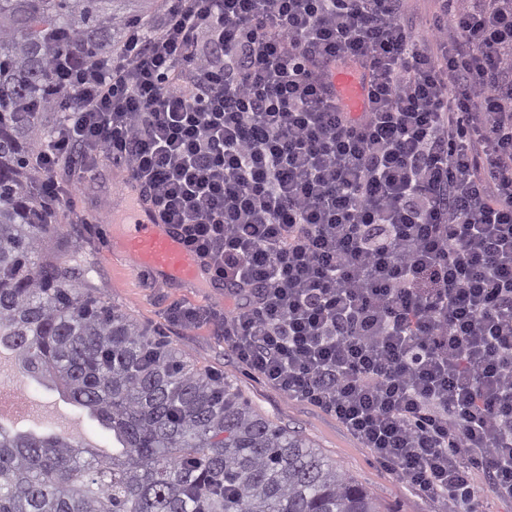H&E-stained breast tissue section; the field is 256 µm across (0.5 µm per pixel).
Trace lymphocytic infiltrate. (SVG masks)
<instances>
[{
	"label": "lymphocytic infiltrate",
	"mask_w": 512,
	"mask_h": 512,
	"mask_svg": "<svg viewBox=\"0 0 512 512\" xmlns=\"http://www.w3.org/2000/svg\"><path fill=\"white\" fill-rule=\"evenodd\" d=\"M171 0L105 58L58 57L39 159L125 165L224 292L173 303L445 512L512 503V5ZM360 72L347 111L336 72ZM406 6L407 13L417 29L428 24L439 10L437 0H409Z\"/></svg>",
	"instance_id": "obj_1"
}]
</instances>
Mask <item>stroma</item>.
I'll use <instances>...</instances> for the list:
<instances>
[{"mask_svg": "<svg viewBox=\"0 0 512 512\" xmlns=\"http://www.w3.org/2000/svg\"><path fill=\"white\" fill-rule=\"evenodd\" d=\"M126 177L127 172L120 164L100 159L83 176L79 192L56 209L55 233L78 243L85 278L96 296L162 335L197 366L231 380L263 415L302 433L340 471L373 489L382 512H434V504L381 469L369 450L361 448L333 416L314 406L285 399L272 385L246 371L231 355L219 330L208 326L187 329L169 321L170 303L206 306L218 300V291L203 283L172 284L160 274L133 271L129 256L113 245V238L121 229L119 219L135 201L124 187ZM8 378L13 379L20 393L30 396L43 409L41 416L28 417L24 432L78 433L98 448L111 451V431L61 392L45 389L33 379L13 376L8 365L0 363V380Z\"/></svg>", "mask_w": 512, "mask_h": 512, "instance_id": "35a3bbf8", "label": "stroma"}]
</instances>
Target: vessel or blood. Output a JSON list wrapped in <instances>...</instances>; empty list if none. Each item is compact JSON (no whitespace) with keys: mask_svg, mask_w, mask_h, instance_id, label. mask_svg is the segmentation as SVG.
Listing matches in <instances>:
<instances>
[{"mask_svg":"<svg viewBox=\"0 0 512 512\" xmlns=\"http://www.w3.org/2000/svg\"><path fill=\"white\" fill-rule=\"evenodd\" d=\"M335 83L348 110L356 112L363 108L365 92L356 74L338 72ZM121 243L133 257L135 269L186 282L201 281L206 276L200 261L184 246L175 230L162 223L150 204L136 202Z\"/></svg>","mask_w":512,"mask_h":512,"instance_id":"1","label":"vessel or blood"}]
</instances>
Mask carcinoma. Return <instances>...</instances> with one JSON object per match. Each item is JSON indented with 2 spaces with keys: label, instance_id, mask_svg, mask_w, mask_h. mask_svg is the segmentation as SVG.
Instances as JSON below:
<instances>
[{
  "label": "carcinoma",
  "instance_id": "obj_1",
  "mask_svg": "<svg viewBox=\"0 0 512 512\" xmlns=\"http://www.w3.org/2000/svg\"><path fill=\"white\" fill-rule=\"evenodd\" d=\"M146 2L0 0V337L22 376L62 388L116 443L0 429V512H381L371 489L54 254L31 175L57 127L55 57L97 58L134 23L157 32Z\"/></svg>",
  "mask_w": 512,
  "mask_h": 512
}]
</instances>
